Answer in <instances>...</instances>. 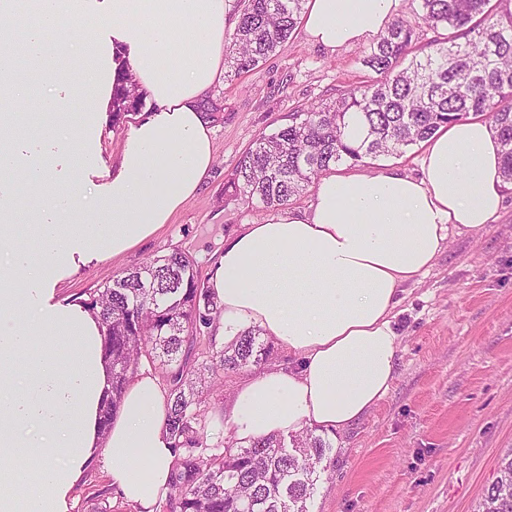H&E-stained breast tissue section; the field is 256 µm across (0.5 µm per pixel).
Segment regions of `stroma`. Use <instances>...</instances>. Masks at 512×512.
<instances>
[{"mask_svg":"<svg viewBox=\"0 0 512 512\" xmlns=\"http://www.w3.org/2000/svg\"><path fill=\"white\" fill-rule=\"evenodd\" d=\"M363 47L330 51L297 30L275 55L211 90L224 102L212 123L215 160L196 193L153 236L118 258H92L73 267L55 289L57 301H88L94 290L146 259L178 249L208 280L225 240L243 225L269 217L246 197L224 194L241 155L264 134L287 124L298 105L330 102L367 80ZM29 87L23 138L54 137L39 102L53 79L46 67L17 59ZM90 111H70L66 125L90 135L95 182L110 183L129 124L113 126L111 102L84 89ZM395 309L400 352L392 388L353 428L326 436L327 472L307 502L309 512H477L498 464L512 451V189L482 232H454L435 266L405 285ZM248 367L225 372L222 401L206 400L208 444L236 448L220 422L223 402L258 375ZM135 512L117 499L100 460L76 482L69 512Z\"/></svg>","mask_w":512,"mask_h":512,"instance_id":"1","label":"stroma"}]
</instances>
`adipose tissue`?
<instances>
[{
    "instance_id": "obj_1",
    "label": "adipose tissue",
    "mask_w": 512,
    "mask_h": 512,
    "mask_svg": "<svg viewBox=\"0 0 512 512\" xmlns=\"http://www.w3.org/2000/svg\"><path fill=\"white\" fill-rule=\"evenodd\" d=\"M21 1L32 18L27 60H45L53 48L69 60V94L40 105L48 124L74 107L83 82L111 98L117 54L156 110L131 128L111 184L92 188L71 176L47 206L40 265L15 242L17 196L0 189V455L37 460L31 474L0 467V512H67L76 478L96 457L127 503L154 512L175 460L167 395L154 376H135L99 435L107 388L100 328L83 305L54 302L52 291L67 260L120 256L167 224L211 168V131L197 104L224 71L231 0ZM400 5L308 0L304 29L333 51L383 32ZM20 118L0 113V186L42 180L37 159L7 136ZM501 167L489 125L459 122L424 141L420 177L330 173L307 213L244 225L225 242L209 277L222 308L219 335L230 342L257 326L301 360L241 383L223 415L225 434L243 442L342 432L363 420L395 379L399 293L434 266L451 232H479L498 217ZM86 191L111 208V223L63 228L61 215L79 209Z\"/></svg>"
}]
</instances>
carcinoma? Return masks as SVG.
I'll return each instance as SVG.
<instances>
[{
	"label": "carcinoma",
	"instance_id": "obj_1",
	"mask_svg": "<svg viewBox=\"0 0 512 512\" xmlns=\"http://www.w3.org/2000/svg\"><path fill=\"white\" fill-rule=\"evenodd\" d=\"M505 0H418L421 19L446 34L432 51L414 52L416 32L395 19L365 52L374 77L331 103L299 106L289 122L260 136L238 161L224 194L245 196L278 210L301 195L330 165L398 155L440 128L481 118L501 147L505 181L512 183V10ZM306 0H237L238 21L227 64L246 73L288 43L301 24ZM118 62L112 88V125L142 109L146 94ZM199 109L209 121L224 111L207 96ZM86 307L99 319L109 369L110 397L101 410L107 430L123 389L142 360L166 374L169 404L165 430L175 462L168 482L166 512H309L307 500L326 458V442L307 434L271 435L236 451L216 452L205 435V374L242 370L268 360L271 346L260 330L247 328L230 344L217 341L222 309L198 277L195 261L174 249L115 276L94 291ZM208 334L211 355L200 368L187 366L185 349ZM512 455L501 460L486 488L482 512H512Z\"/></svg>",
	"mask_w": 512,
	"mask_h": 512
}]
</instances>
